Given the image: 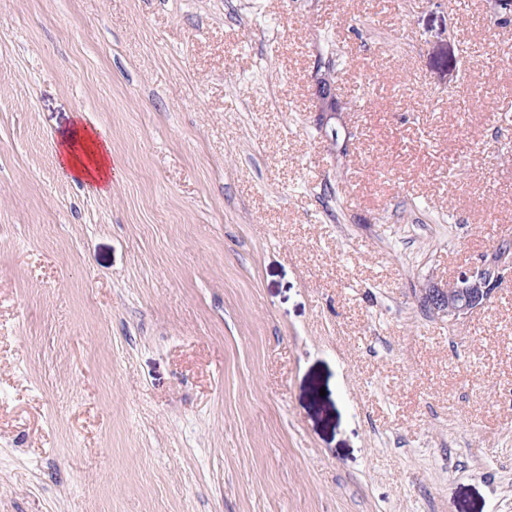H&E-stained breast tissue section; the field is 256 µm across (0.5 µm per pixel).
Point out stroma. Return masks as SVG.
I'll return each mask as SVG.
<instances>
[{"instance_id": "stroma-1", "label": "stroma", "mask_w": 512, "mask_h": 512, "mask_svg": "<svg viewBox=\"0 0 512 512\" xmlns=\"http://www.w3.org/2000/svg\"><path fill=\"white\" fill-rule=\"evenodd\" d=\"M490 5L0 0V512H512V282L421 304L512 243ZM313 81L316 126L330 146L334 145L336 132L338 144L342 138V131L336 129V117L343 112L344 103L337 95L335 73L330 62L318 65ZM61 145L64 168H68L76 177L98 185L109 181L112 176V147L108 141L101 142L94 131L84 127L66 135ZM499 248H511V244L503 243ZM497 248L490 261L484 260L475 266H469L458 272L456 278L448 284V288H426L423 304L438 319H448V323L457 322L460 318L481 309L491 298L503 280L502 271H512L511 250Z\"/></svg>"}]
</instances>
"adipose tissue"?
Instances as JSON below:
<instances>
[{"label": "adipose tissue", "instance_id": "1", "mask_svg": "<svg viewBox=\"0 0 512 512\" xmlns=\"http://www.w3.org/2000/svg\"><path fill=\"white\" fill-rule=\"evenodd\" d=\"M63 165L76 177L96 184L107 183L112 175V147L98 140L94 132L78 129L66 135L62 142Z\"/></svg>", "mask_w": 512, "mask_h": 512}]
</instances>
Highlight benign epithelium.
I'll use <instances>...</instances> for the list:
<instances>
[{
  "mask_svg": "<svg viewBox=\"0 0 512 512\" xmlns=\"http://www.w3.org/2000/svg\"><path fill=\"white\" fill-rule=\"evenodd\" d=\"M316 126L328 144L335 142L336 117L343 111V101L336 92L331 63L320 64L313 76ZM512 270V253L496 249L491 260H484L458 272L446 288H428L423 304L439 319L452 324L475 310L487 306L503 280V270Z\"/></svg>",
  "mask_w": 512,
  "mask_h": 512,
  "instance_id": "7a95c632",
  "label": "benign epithelium"
}]
</instances>
